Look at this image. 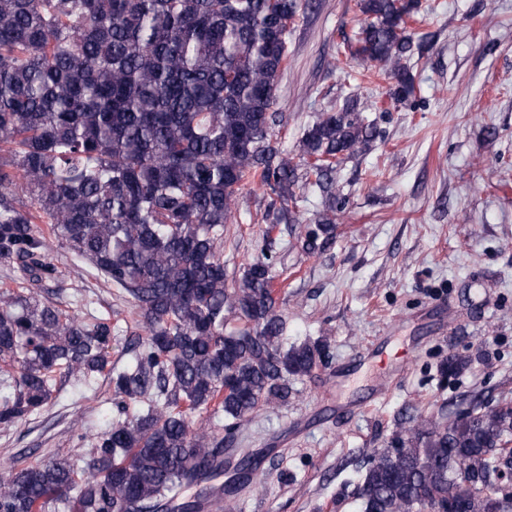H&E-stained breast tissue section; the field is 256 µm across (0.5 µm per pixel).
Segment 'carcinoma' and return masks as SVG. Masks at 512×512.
<instances>
[{
    "instance_id": "obj_1",
    "label": "carcinoma",
    "mask_w": 512,
    "mask_h": 512,
    "mask_svg": "<svg viewBox=\"0 0 512 512\" xmlns=\"http://www.w3.org/2000/svg\"><path fill=\"white\" fill-rule=\"evenodd\" d=\"M420 0H359L348 58L414 92L410 21ZM300 0H0V261L30 284L56 278L51 243L129 296L145 337L133 365L110 367L112 321H83L21 287L0 293V425L53 399L56 376L109 371L116 422L84 465L68 457L0 477V512H199L186 488L224 475V438L289 380L328 358L317 339L284 346L270 265L225 284L224 224L235 194L259 179L292 224L299 178L336 199V170L369 148L366 116L320 112L299 161L271 138L288 28ZM49 225L48 232L37 221ZM239 325L224 331L228 318ZM451 355L441 373L469 368ZM512 396L448 415H417L359 475L360 512H512Z\"/></svg>"
}]
</instances>
